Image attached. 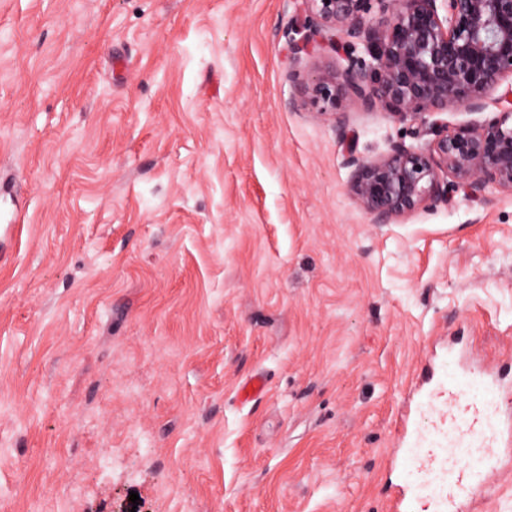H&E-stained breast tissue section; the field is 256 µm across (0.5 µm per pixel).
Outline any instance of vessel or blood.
<instances>
[{"label": "vessel or blood", "mask_w": 512, "mask_h": 512, "mask_svg": "<svg viewBox=\"0 0 512 512\" xmlns=\"http://www.w3.org/2000/svg\"><path fill=\"white\" fill-rule=\"evenodd\" d=\"M491 382L469 372L440 377L434 366L419 375L395 434L392 465L401 471L388 512H464L473 492L494 474L505 432L490 412Z\"/></svg>", "instance_id": "vessel-or-blood-1"}]
</instances>
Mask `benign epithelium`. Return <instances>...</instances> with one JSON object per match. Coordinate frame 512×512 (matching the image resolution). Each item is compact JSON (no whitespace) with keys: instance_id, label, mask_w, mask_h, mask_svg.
<instances>
[{"instance_id":"7a95c632","label":"benign epithelium","mask_w":512,"mask_h":512,"mask_svg":"<svg viewBox=\"0 0 512 512\" xmlns=\"http://www.w3.org/2000/svg\"><path fill=\"white\" fill-rule=\"evenodd\" d=\"M295 72L300 102L337 123L353 168L350 191L375 224L464 190L512 193V0H301ZM327 46L334 56L315 51ZM502 109L452 128L437 116L482 112L503 83ZM381 105L392 118L435 138L392 145L375 158L347 139L344 102Z\"/></svg>"}]
</instances>
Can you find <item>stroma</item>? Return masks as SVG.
I'll use <instances>...</instances> for the list:
<instances>
[{
    "mask_svg": "<svg viewBox=\"0 0 512 512\" xmlns=\"http://www.w3.org/2000/svg\"><path fill=\"white\" fill-rule=\"evenodd\" d=\"M299 22L0 0V512H386L429 347L512 377V194L372 223ZM346 109L363 156L415 142ZM471 512H512V468Z\"/></svg>",
    "mask_w": 512,
    "mask_h": 512,
    "instance_id": "stroma-1",
    "label": "stroma"
}]
</instances>
